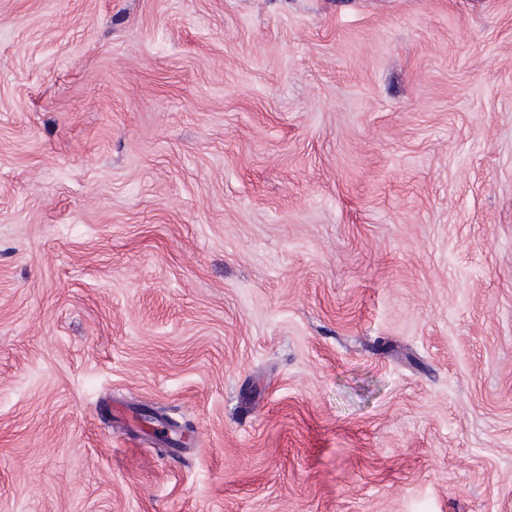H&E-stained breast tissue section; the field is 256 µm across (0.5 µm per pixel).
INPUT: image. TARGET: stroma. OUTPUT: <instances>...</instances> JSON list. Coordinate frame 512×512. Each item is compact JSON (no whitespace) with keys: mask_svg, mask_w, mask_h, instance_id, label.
Masks as SVG:
<instances>
[{"mask_svg":"<svg viewBox=\"0 0 512 512\" xmlns=\"http://www.w3.org/2000/svg\"><path fill=\"white\" fill-rule=\"evenodd\" d=\"M0 512H512V0H0Z\"/></svg>","mask_w":512,"mask_h":512,"instance_id":"35a3bbf8","label":"stroma"}]
</instances>
